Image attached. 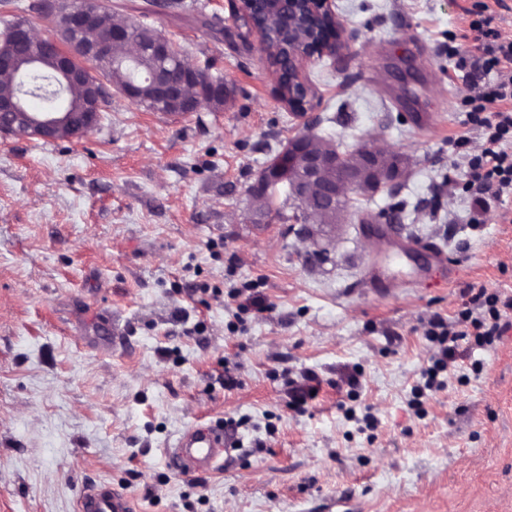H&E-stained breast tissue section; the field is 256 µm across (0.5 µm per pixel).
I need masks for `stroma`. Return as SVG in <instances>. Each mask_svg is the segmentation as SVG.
I'll return each instance as SVG.
<instances>
[{
    "mask_svg": "<svg viewBox=\"0 0 512 512\" xmlns=\"http://www.w3.org/2000/svg\"><path fill=\"white\" fill-rule=\"evenodd\" d=\"M478 2L335 0L344 44L304 61L314 109L297 115L229 0H100L222 75L232 100L162 114L116 94L83 137L0 135V512H77L100 480L138 512H323L344 498L360 512H512V329L461 345L443 388L422 378L433 315L453 319L473 288L512 298V200L475 224L446 185L465 178L454 137L480 143L448 56ZM304 132L409 155L374 222L347 215L312 241L281 193L259 217L252 185ZM386 273L390 291L366 288ZM247 283L265 309L239 320L230 292ZM114 319L111 352L93 340ZM309 370L318 391L294 408L287 382ZM229 420L240 446L224 470L167 466L187 426Z\"/></svg>",
    "mask_w": 512,
    "mask_h": 512,
    "instance_id": "obj_1",
    "label": "stroma"
}]
</instances>
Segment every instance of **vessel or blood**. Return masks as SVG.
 <instances>
[{"label": "vessel or blood", "mask_w": 512, "mask_h": 512, "mask_svg": "<svg viewBox=\"0 0 512 512\" xmlns=\"http://www.w3.org/2000/svg\"><path fill=\"white\" fill-rule=\"evenodd\" d=\"M230 452V439L222 426L197 423L186 428L165 455L177 473L205 476L216 472ZM78 512H135V506L126 493L99 481L80 495Z\"/></svg>", "instance_id": "1"}]
</instances>
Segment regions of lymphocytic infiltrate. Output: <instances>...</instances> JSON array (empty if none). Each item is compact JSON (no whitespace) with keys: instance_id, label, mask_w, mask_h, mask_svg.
Here are the masks:
<instances>
[{"instance_id":"f902f5d3","label":"lymphocytic infiltrate","mask_w":512,"mask_h":512,"mask_svg":"<svg viewBox=\"0 0 512 512\" xmlns=\"http://www.w3.org/2000/svg\"><path fill=\"white\" fill-rule=\"evenodd\" d=\"M496 16L488 4H481L469 29L481 43L479 53L463 51L460 46L448 49L461 69L474 77V91L464 100L467 122L475 127L481 144L467 152L470 140L459 135L457 148L465 152L468 168L465 189L470 195L474 216L489 212L505 194H512V36L495 28ZM495 73L494 82L483 77ZM512 309V298L500 299L498 294L479 290L470 304L454 319L433 317L429 321V338L439 346L438 357L426 372V387H434L440 372L458 356V344L474 339L477 345H490L499 340L511 324L503 321L502 312Z\"/></svg>"}]
</instances>
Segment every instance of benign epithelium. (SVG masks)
Segmentation results:
<instances>
[{"label":"benign epithelium","mask_w":512,"mask_h":512,"mask_svg":"<svg viewBox=\"0 0 512 512\" xmlns=\"http://www.w3.org/2000/svg\"><path fill=\"white\" fill-rule=\"evenodd\" d=\"M90 2L42 0L41 11L55 21L52 35L35 37L28 20L21 18L12 26L9 37H0V75L11 74L19 80V92L15 96L0 97V135L18 139H50L63 126L71 128L77 135H84L97 127L100 112L95 105L86 107L82 112H72L68 106L60 112H32L24 101L28 96V75L32 71L45 69L50 73L56 85L54 97L57 99L71 93V85L78 82L71 67V56L61 53L60 37L63 35L80 39L79 50L85 52L90 61L118 56L132 60L137 56L138 46L133 41L131 28L123 23L116 24L106 38L93 43L82 41L92 25L93 13L87 7ZM233 4L234 13L238 16L245 11L280 15L290 47L294 45L298 19L308 9L333 17V31L336 39H341L342 26L336 19L333 0H233ZM7 41L40 44L44 50L33 51L28 58L22 59L5 45ZM154 87L159 99L171 103L182 101L187 112L199 111L213 95L231 92L222 82L201 79L197 68L184 58L176 72L155 77ZM311 140L308 135L293 139L288 153V164L295 170L288 182V196L299 206L303 224L332 226L339 223L353 196L360 193L365 185L364 174L377 176L381 189L390 188L405 176L406 167L399 162L397 153H381L371 146L363 151L360 174L332 175L329 173L332 163L327 155L312 146ZM278 171L279 162L276 161L261 172L251 189L253 198L258 199L267 193L277 181Z\"/></svg>","instance_id":"benign-epithelium-1"}]
</instances>
